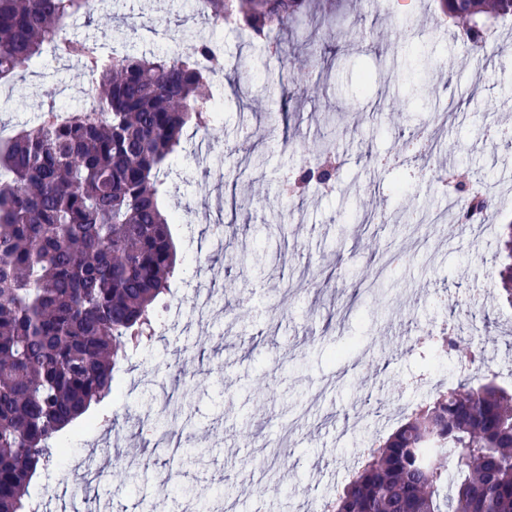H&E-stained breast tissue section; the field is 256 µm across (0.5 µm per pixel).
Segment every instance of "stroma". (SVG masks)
Wrapping results in <instances>:
<instances>
[{
	"label": "stroma",
	"instance_id": "35a3bbf8",
	"mask_svg": "<svg viewBox=\"0 0 512 512\" xmlns=\"http://www.w3.org/2000/svg\"><path fill=\"white\" fill-rule=\"evenodd\" d=\"M344 38L301 25L263 42L232 24L210 28L193 0H103L69 27L115 53L172 57L196 37L224 45V110L205 130L187 126L164 179L162 203L181 221L168 294L151 339L120 351L121 394L90 409L109 416L126 446L110 448L99 427L62 432L67 453L29 488L52 501L78 463L105 460L80 512H305L331 499L393 409L428 400L422 377L468 378L467 365L422 343L445 326L481 348L483 378L512 388V306L477 296L498 266V232H455L446 174L483 187L512 219V26L475 55L439 0H333ZM290 42L298 59L326 74L316 102L284 100L272 50ZM66 52L43 54L0 85V137L35 122L47 101L70 110L92 82ZM267 108H243L237 70ZM338 174L324 192L285 197L281 184L321 144ZM265 160L242 169L243 152ZM402 194H394L397 182ZM245 204L231 221L225 198ZM422 222L402 221L404 209ZM254 249L264 270L228 265ZM141 474L139 485L126 475ZM64 512L68 500L52 501Z\"/></svg>",
	"mask_w": 512,
	"mask_h": 512
}]
</instances>
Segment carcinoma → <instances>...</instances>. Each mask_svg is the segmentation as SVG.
I'll use <instances>...</instances> for the list:
<instances>
[{
	"label": "carcinoma",
	"mask_w": 512,
	"mask_h": 512,
	"mask_svg": "<svg viewBox=\"0 0 512 512\" xmlns=\"http://www.w3.org/2000/svg\"><path fill=\"white\" fill-rule=\"evenodd\" d=\"M210 23L233 21L255 39L311 20L310 0H198ZM464 24L466 53L489 26L512 18V0H442ZM90 0H0V82L39 57ZM85 60L97 90L64 122L0 138V512H24L32 480L67 448L58 441L117 392L115 357L151 326L176 268L160 174L183 129L215 111L197 58L212 44L167 58H103L88 40L65 42ZM282 95H308L309 60L291 66ZM291 184L336 179L328 152ZM487 196L461 219L486 220ZM500 278L512 304V222L501 225ZM331 512H512V393L466 379L439 391L401 423L351 476Z\"/></svg>",
	"instance_id": "obj_1"
}]
</instances>
